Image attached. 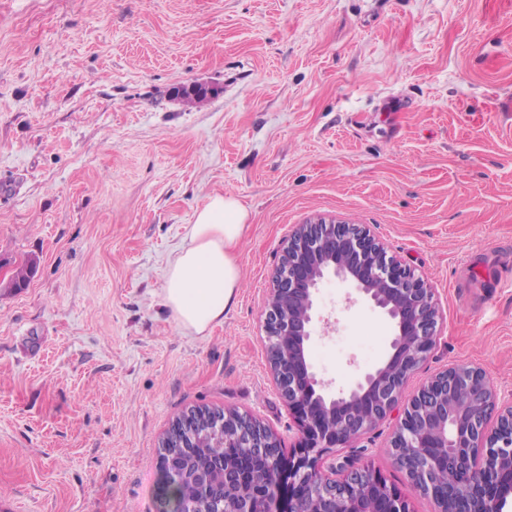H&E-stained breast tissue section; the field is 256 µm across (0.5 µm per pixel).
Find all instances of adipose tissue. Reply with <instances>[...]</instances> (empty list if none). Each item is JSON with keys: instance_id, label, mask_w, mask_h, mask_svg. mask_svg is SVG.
Wrapping results in <instances>:
<instances>
[{"instance_id": "1", "label": "adipose tissue", "mask_w": 512, "mask_h": 512, "mask_svg": "<svg viewBox=\"0 0 512 512\" xmlns=\"http://www.w3.org/2000/svg\"><path fill=\"white\" fill-rule=\"evenodd\" d=\"M248 221L236 197L215 194L186 225L162 289L163 306L184 334L209 335L234 304L241 288L237 250Z\"/></svg>"}]
</instances>
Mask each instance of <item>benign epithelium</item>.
<instances>
[{
    "label": "benign epithelium",
    "instance_id": "1",
    "mask_svg": "<svg viewBox=\"0 0 512 512\" xmlns=\"http://www.w3.org/2000/svg\"><path fill=\"white\" fill-rule=\"evenodd\" d=\"M331 274L393 326L384 362L336 392L317 379L310 361L314 299ZM438 317L432 288L387 255L365 226L322 218L298 225L274 278L265 328L272 378L301 440L286 455L252 416H214L224 427V447L245 448L263 465L245 471L219 460L198 467L179 512L213 503L218 512H410L376 470L322 463L329 450L347 447L395 411L390 454L433 512H504L512 500V399L500 401L487 373L471 366L449 367L404 398L435 344ZM188 452L184 442L173 452L161 449L160 472H176Z\"/></svg>",
    "mask_w": 512,
    "mask_h": 512
}]
</instances>
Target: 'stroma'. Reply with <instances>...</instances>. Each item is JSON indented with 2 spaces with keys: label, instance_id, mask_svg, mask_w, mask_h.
Masks as SVG:
<instances>
[{
  "label": "stroma",
  "instance_id": "obj_1",
  "mask_svg": "<svg viewBox=\"0 0 512 512\" xmlns=\"http://www.w3.org/2000/svg\"><path fill=\"white\" fill-rule=\"evenodd\" d=\"M198 82L218 94L174 96ZM216 193L250 213L243 286L195 338L161 291ZM316 216L366 225L432 288L419 378L470 365L512 396V0H0V512H159V444L194 407L291 451L264 311ZM348 291L320 285L311 350L347 386L392 334ZM394 426L336 457L431 512Z\"/></svg>",
  "mask_w": 512,
  "mask_h": 512
}]
</instances>
